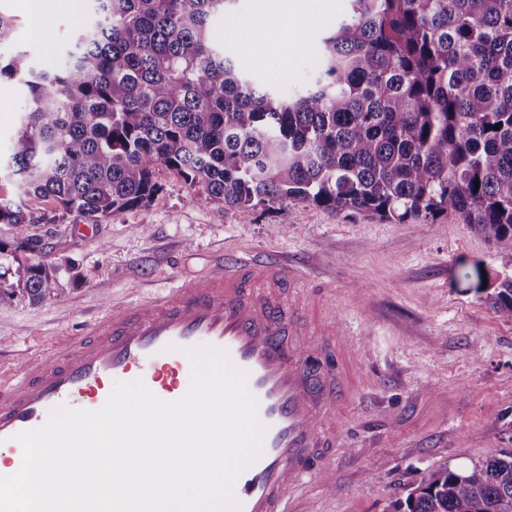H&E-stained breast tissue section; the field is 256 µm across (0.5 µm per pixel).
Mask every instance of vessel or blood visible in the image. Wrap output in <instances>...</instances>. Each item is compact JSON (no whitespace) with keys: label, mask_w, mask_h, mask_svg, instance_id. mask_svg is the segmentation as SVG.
I'll return each mask as SVG.
<instances>
[{"label":"vessel or blood","mask_w":512,"mask_h":512,"mask_svg":"<svg viewBox=\"0 0 512 512\" xmlns=\"http://www.w3.org/2000/svg\"><path fill=\"white\" fill-rule=\"evenodd\" d=\"M294 283L282 262L231 256L219 259L205 282L112 312L89 337L27 362L21 382L0 379V449L20 469L18 433L44 424L61 404L101 408L118 381L139 379L159 398L178 399L189 386L187 349L210 346L247 372L266 428L260 457L235 484L240 512H291L292 494L324 470L338 443L337 431H319L317 421L352 395L338 336L328 334L306 357L290 346L296 319L279 292Z\"/></svg>","instance_id":"obj_1"}]
</instances>
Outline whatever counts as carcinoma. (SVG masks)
<instances>
[{"label":"carcinoma","instance_id":"carcinoma-1","mask_svg":"<svg viewBox=\"0 0 512 512\" xmlns=\"http://www.w3.org/2000/svg\"><path fill=\"white\" fill-rule=\"evenodd\" d=\"M61 65L0 54V81L28 92L9 175L93 224L150 202L175 170L213 205L288 199L404 224L449 212L512 245V0H350L323 37L318 76L283 99L212 44L236 0H92ZM500 129H495V126ZM1 224H33L0 201ZM39 253L22 235L13 250ZM57 268H23L18 293L54 294ZM512 317V274L486 296ZM402 512H512V452L461 474L434 470Z\"/></svg>","mask_w":512,"mask_h":512}]
</instances>
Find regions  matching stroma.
Returning a JSON list of instances; mask_svg holds the SVG:
<instances>
[{"mask_svg": "<svg viewBox=\"0 0 512 512\" xmlns=\"http://www.w3.org/2000/svg\"><path fill=\"white\" fill-rule=\"evenodd\" d=\"M262 2L237 0L230 31L223 15L212 16V39L254 81L291 99L313 83L324 32L349 0H327L311 22L292 16L278 26L258 23ZM92 11L82 0L78 17L65 7L47 16L45 51L14 0H0V15L14 21L13 48L48 63ZM25 100L22 85L0 82L1 162ZM154 179L159 192L149 203L81 235L73 227L82 216L21 196L14 179L0 178V199L23 201L34 218L22 228L0 224V243L14 246L21 231L40 237L45 260L59 268L54 296L40 303L14 292L34 255L19 253L0 270L1 377L22 380L27 359L88 334L112 309L204 279L224 255L246 252L291 263L298 281L285 299L317 308L345 335L356 364L358 389L343 409L332 469L294 496V512H393L431 471L464 474L512 450V317L485 301L486 281L512 272V247L447 214L393 224L293 200L228 209L219 223L176 171L157 165Z\"/></svg>", "mask_w": 512, "mask_h": 512, "instance_id": "stroma-1", "label": "stroma"}]
</instances>
